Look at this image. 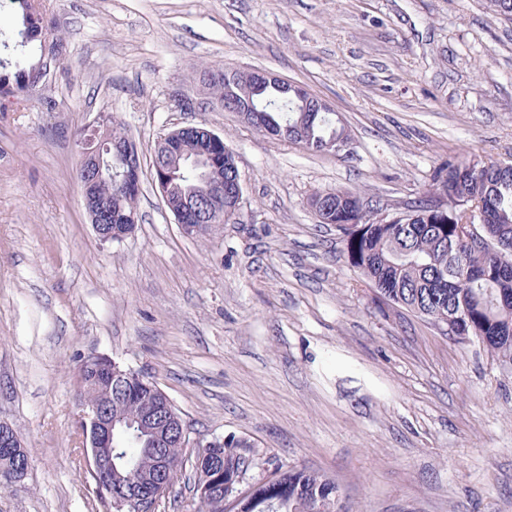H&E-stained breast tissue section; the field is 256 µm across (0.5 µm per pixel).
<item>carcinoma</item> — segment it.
Here are the masks:
<instances>
[{
    "label": "carcinoma",
    "instance_id": "1",
    "mask_svg": "<svg viewBox=\"0 0 512 512\" xmlns=\"http://www.w3.org/2000/svg\"><path fill=\"white\" fill-rule=\"evenodd\" d=\"M21 22L38 33L37 52L14 63L0 60V96L26 100L46 85L55 66L67 53V43L55 33L46 10L31 0H14ZM212 103L240 105L243 95L230 93L224 80L207 89ZM264 113L255 127L259 133L273 123L288 128L282 140L301 137L305 150L322 153L323 141L344 129L336 113L312 115L297 111L291 93L266 92L261 99ZM153 176L169 181L173 204L182 206L184 196L198 188L196 172L175 166L155 147ZM96 192L112 213H137L139 195H126L112 188L106 178ZM331 198L329 223L344 234L343 253L388 303L403 308L435 326L450 328L452 337L483 347L504 365H512V171L501 164L465 156H450L434 171L429 189L411 207L413 217L391 216L392 223L374 221L376 208L365 203L361 193L345 188L316 191L308 204ZM473 208V224L485 228L491 244L477 249L460 240L457 227L463 211ZM127 385L135 397L111 394L112 417L128 419L155 409L163 399L161 388L139 372L126 369ZM246 443L236 436L224 438V475L241 466L238 449ZM123 458L112 462V489L125 488L156 471L157 451L147 440L134 441L121 449ZM277 483L258 479L245 485V492L229 512H340L335 482L326 474L307 468L275 470Z\"/></svg>",
    "mask_w": 512,
    "mask_h": 512
}]
</instances>
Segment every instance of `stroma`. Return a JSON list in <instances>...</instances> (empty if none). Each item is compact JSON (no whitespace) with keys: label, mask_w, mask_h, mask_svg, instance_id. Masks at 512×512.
<instances>
[{"label":"stroma","mask_w":512,"mask_h":512,"mask_svg":"<svg viewBox=\"0 0 512 512\" xmlns=\"http://www.w3.org/2000/svg\"><path fill=\"white\" fill-rule=\"evenodd\" d=\"M68 44L46 86L0 99V421L30 469L0 512H105L79 434L84 357L152 378L197 435L246 441L247 479L306 467L346 512H512V368L379 298L307 200L383 214L448 156L512 161V20L486 0H46ZM271 71L350 134L312 155L214 108L193 69ZM111 113L142 164L135 232L101 241L80 134ZM223 136L239 219L185 236L153 180L160 136Z\"/></svg>","instance_id":"1"}]
</instances>
